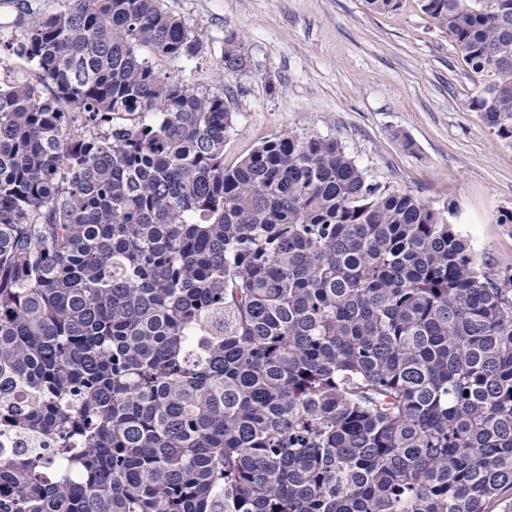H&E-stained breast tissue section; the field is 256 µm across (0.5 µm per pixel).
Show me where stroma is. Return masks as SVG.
I'll list each match as a JSON object with an SVG mask.
<instances>
[{"instance_id":"obj_1","label":"stroma","mask_w":512,"mask_h":512,"mask_svg":"<svg viewBox=\"0 0 512 512\" xmlns=\"http://www.w3.org/2000/svg\"><path fill=\"white\" fill-rule=\"evenodd\" d=\"M367 0H162L201 33L190 56L156 57L162 76L222 93L233 126L224 165L288 132L337 140L369 182L409 193L469 238L476 264L512 275V145L471 102L474 72L420 6ZM235 38L246 70L223 74Z\"/></svg>"}]
</instances>
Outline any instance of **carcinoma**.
<instances>
[{"label": "carcinoma", "mask_w": 512, "mask_h": 512, "mask_svg": "<svg viewBox=\"0 0 512 512\" xmlns=\"http://www.w3.org/2000/svg\"><path fill=\"white\" fill-rule=\"evenodd\" d=\"M421 9L512 144V0ZM198 45L160 0L0 42V512H512V277L333 139L224 168V96L139 54Z\"/></svg>", "instance_id": "carcinoma-1"}]
</instances>
